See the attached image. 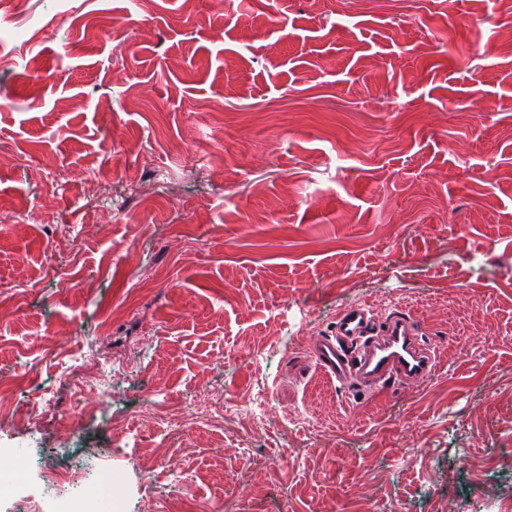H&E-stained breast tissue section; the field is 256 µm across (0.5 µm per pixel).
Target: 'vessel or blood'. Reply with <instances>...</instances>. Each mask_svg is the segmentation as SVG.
Segmentation results:
<instances>
[{
    "instance_id": "vessel-or-blood-1",
    "label": "vessel or blood",
    "mask_w": 512,
    "mask_h": 512,
    "mask_svg": "<svg viewBox=\"0 0 512 512\" xmlns=\"http://www.w3.org/2000/svg\"><path fill=\"white\" fill-rule=\"evenodd\" d=\"M312 346L325 375L364 392L395 381L421 383L435 370V358L411 318L398 313L380 323L363 305L347 308L333 335L314 339Z\"/></svg>"
}]
</instances>
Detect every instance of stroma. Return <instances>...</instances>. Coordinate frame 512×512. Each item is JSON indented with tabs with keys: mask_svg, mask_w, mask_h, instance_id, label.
<instances>
[{
	"mask_svg": "<svg viewBox=\"0 0 512 512\" xmlns=\"http://www.w3.org/2000/svg\"><path fill=\"white\" fill-rule=\"evenodd\" d=\"M0 212V374L43 400L0 420V476L14 448L98 456L129 512L512 505V0L0 11ZM380 297L430 300L421 387L358 393L288 348ZM126 349L75 419L68 377ZM204 393L223 416L146 428L145 472L112 416ZM87 381L74 379L72 380V389L73 395L75 398L76 404V417L78 418H86L88 416L96 415L98 412H101L103 406L111 399V390L106 386H100L98 391V400L94 405L84 404L81 399L85 394V388L87 387Z\"/></svg>",
	"mask_w": 512,
	"mask_h": 512,
	"instance_id": "stroma-1",
	"label": "stroma"
}]
</instances>
